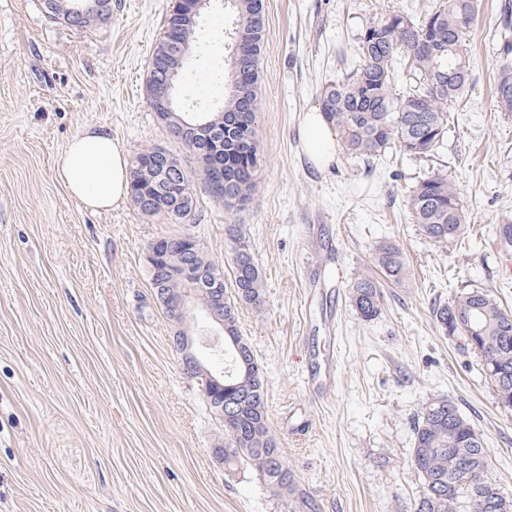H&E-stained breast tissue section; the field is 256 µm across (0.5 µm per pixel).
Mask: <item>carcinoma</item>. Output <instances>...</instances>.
Returning a JSON list of instances; mask_svg holds the SVG:
<instances>
[{
  "instance_id": "carcinoma-1",
  "label": "carcinoma",
  "mask_w": 512,
  "mask_h": 512,
  "mask_svg": "<svg viewBox=\"0 0 512 512\" xmlns=\"http://www.w3.org/2000/svg\"><path fill=\"white\" fill-rule=\"evenodd\" d=\"M235 15L231 36L264 43L265 28L256 18H265L264 0H225ZM477 13V0H442L420 22L392 13L372 22L360 33V62L342 79L325 87L320 96L325 119L336 129L341 150L354 161L371 164L392 148L406 155L434 156L448 138V112L462 103L471 76L470 48L466 40ZM196 32L180 25L172 9L166 29L156 43L149 65L147 92L160 84L157 70L166 44L193 45ZM409 64L414 89L400 95L392 91L396 64ZM455 71L447 87L436 90L433 82L441 73ZM234 73L228 72L224 106L216 112H180L173 109L157 114L165 130L201 120L229 122L247 116L244 128L224 140V208L235 209L233 200L249 203L259 186L262 158L256 139L258 79H252L241 96ZM495 100L501 112H512V65L500 69L495 82ZM204 171L180 183L161 180L155 164L145 151L137 153L130 165V199L141 214L161 215L172 224H182L198 197L195 182ZM413 219L425 236L442 248L458 244L465 232V213L455 182L443 171L431 172L413 187L410 196ZM225 235L235 244L231 267V288L224 289V402L232 404L247 395L235 415L224 419V466L232 469L244 463L263 478L275 496L296 492L297 483L288 460L268 423L264 381L253 351L240 335L239 310L257 312L265 305L264 281L246 236L239 224L224 225ZM501 248L512 250V216L496 226ZM173 241L168 263L179 266L188 261L185 246ZM381 273L398 282L406 270L402 251L391 241L375 249ZM351 299L361 317L376 318L382 309L380 282L362 274L351 286ZM453 310L472 314L474 339L463 327L449 329ZM438 327L450 336H461L467 346L512 377V308L485 288H471L450 302L433 309ZM414 442L411 465L421 478L424 492L410 512H497L486 497L492 485L489 459L480 431L459 410L448 413V400L425 403L413 419Z\"/></svg>"
}]
</instances>
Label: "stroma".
Masks as SVG:
<instances>
[{
    "mask_svg": "<svg viewBox=\"0 0 512 512\" xmlns=\"http://www.w3.org/2000/svg\"><path fill=\"white\" fill-rule=\"evenodd\" d=\"M439 2L265 0L259 189L230 212L200 196L195 219L178 225L128 200L85 210L54 168L88 127L131 156L156 145L183 153L146 92L174 0H112L111 18L89 29L51 20L42 0H0V512H409L423 493L412 419L439 398L480 430L490 475L512 499V409L476 352L432 315L470 288L512 307V252L495 241L512 213V112L493 98L512 63L499 40L512 0H479L470 87L436 156L363 167L339 153L320 167L300 140L322 88L358 63L363 27L395 11L418 21ZM232 23L212 0L177 86L181 106L222 107ZM437 170L455 181L466 215L451 252L409 205ZM228 224L243 225L264 279V311L242 308L239 326L299 497L271 495L250 466L213 457L223 426L183 371L150 286L149 242L191 233L227 262ZM384 240L403 252L406 278L384 281L381 313L366 320L349 288L375 272Z\"/></svg>",
    "mask_w": 512,
    "mask_h": 512,
    "instance_id": "obj_1",
    "label": "stroma"
}]
</instances>
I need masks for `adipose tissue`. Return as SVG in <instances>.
<instances>
[{
	"label": "adipose tissue",
	"mask_w": 512,
	"mask_h": 512,
	"mask_svg": "<svg viewBox=\"0 0 512 512\" xmlns=\"http://www.w3.org/2000/svg\"><path fill=\"white\" fill-rule=\"evenodd\" d=\"M302 146L316 165H329L336 154V132L320 110L305 113ZM59 182L85 208L107 210L130 194L128 156L111 134L89 128L76 135L55 160Z\"/></svg>",
	"instance_id": "obj_1"
}]
</instances>
